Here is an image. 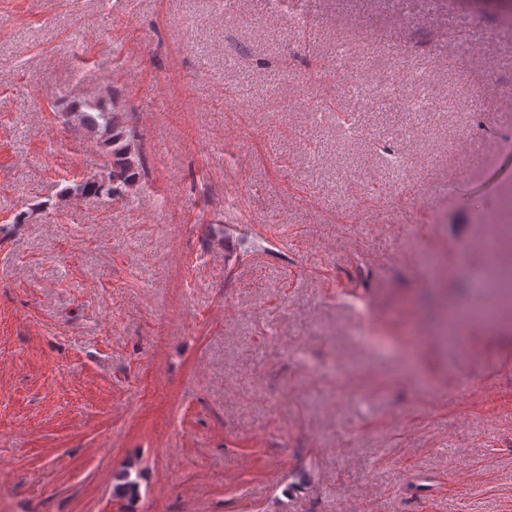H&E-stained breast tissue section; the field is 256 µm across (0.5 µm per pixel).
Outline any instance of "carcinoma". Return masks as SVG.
<instances>
[{
    "mask_svg": "<svg viewBox=\"0 0 512 512\" xmlns=\"http://www.w3.org/2000/svg\"><path fill=\"white\" fill-rule=\"evenodd\" d=\"M67 124H74L98 137L111 156L110 167L100 172L102 184L80 181L73 183L60 195L59 202L70 203L79 197L118 200L132 198L142 189L144 159L137 136L122 112L102 98L75 100L60 113ZM114 493L129 502L139 498V475L127 467L115 476Z\"/></svg>",
    "mask_w": 512,
    "mask_h": 512,
    "instance_id": "cac0c4a2",
    "label": "carcinoma"
}]
</instances>
